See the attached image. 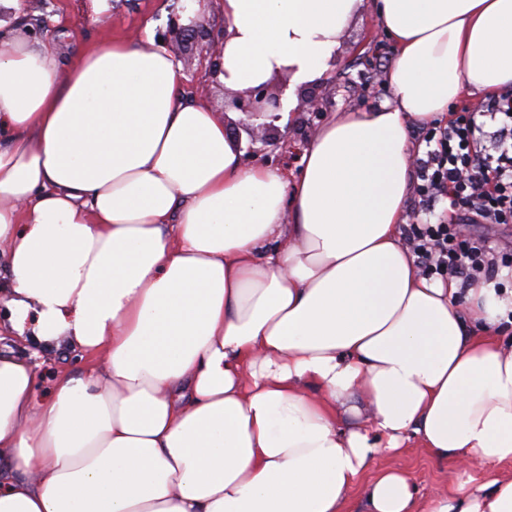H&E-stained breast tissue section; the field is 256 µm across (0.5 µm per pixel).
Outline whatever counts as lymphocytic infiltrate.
Returning a JSON list of instances; mask_svg holds the SVG:
<instances>
[{"label": "lymphocytic infiltrate", "mask_w": 512, "mask_h": 512, "mask_svg": "<svg viewBox=\"0 0 512 512\" xmlns=\"http://www.w3.org/2000/svg\"><path fill=\"white\" fill-rule=\"evenodd\" d=\"M431 139L433 148L412 161L420 200L407 243L425 272L465 288L496 280L500 265L489 234L512 224V97L476 112L462 109ZM472 224L488 234L467 245L460 234Z\"/></svg>", "instance_id": "1"}]
</instances>
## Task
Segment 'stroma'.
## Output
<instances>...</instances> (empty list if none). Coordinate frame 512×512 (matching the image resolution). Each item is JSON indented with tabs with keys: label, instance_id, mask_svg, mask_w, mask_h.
Instances as JSON below:
<instances>
[{
	"label": "stroma",
	"instance_id": "obj_1",
	"mask_svg": "<svg viewBox=\"0 0 512 512\" xmlns=\"http://www.w3.org/2000/svg\"><path fill=\"white\" fill-rule=\"evenodd\" d=\"M174 0H107L109 21H93V0H32L29 17L35 25L28 32L35 41L53 42L62 57L69 58L91 46L115 39L143 37L145 29H166ZM208 35L204 41L181 46L168 44L167 49L184 74L182 89L186 95L196 93V85L208 72V46L221 45L224 38V14L218 4H211L204 20ZM396 56L393 39L379 25L374 0H363L356 16L346 29L341 45L331 62L336 82L322 85L321 93L331 112H373L391 102L393 94L387 73ZM38 351L40 368L37 389L48 392L57 370L79 368L81 362L69 348H44L38 341L28 343ZM399 467L416 480L421 494L429 496L450 489L458 470L452 464L437 462L419 442H411L397 456H382L374 469Z\"/></svg>",
	"mask_w": 512,
	"mask_h": 512
}]
</instances>
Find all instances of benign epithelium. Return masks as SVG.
<instances>
[{
	"instance_id": "1",
	"label": "benign epithelium",
	"mask_w": 512,
	"mask_h": 512,
	"mask_svg": "<svg viewBox=\"0 0 512 512\" xmlns=\"http://www.w3.org/2000/svg\"><path fill=\"white\" fill-rule=\"evenodd\" d=\"M207 35L204 24L196 19L191 24H180V15H171L168 22L167 36L172 40H188L203 38ZM284 87L276 89L264 83L241 94L234 95L227 106L243 113L247 120L232 127V135L236 142H241V133H246L248 146L246 156L254 157L263 151V146L269 143L267 133L274 129V123L282 118V95ZM326 111L324 99L321 95L311 93L303 101L302 112L309 114L307 124L319 118Z\"/></svg>"
}]
</instances>
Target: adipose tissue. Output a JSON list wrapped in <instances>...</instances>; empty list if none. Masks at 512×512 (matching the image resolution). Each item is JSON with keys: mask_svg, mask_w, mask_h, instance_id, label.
<instances>
[{"mask_svg": "<svg viewBox=\"0 0 512 512\" xmlns=\"http://www.w3.org/2000/svg\"><path fill=\"white\" fill-rule=\"evenodd\" d=\"M361 0H222L225 89L321 80ZM394 98L301 175L248 163L152 34L61 64L0 0V337L99 365L36 396L0 353V512H512V474L422 497L377 457L512 463V290L402 245L411 122L512 88V0H378Z\"/></svg>", "mask_w": 512, "mask_h": 512, "instance_id": "adipose-tissue-1", "label": "adipose tissue"}]
</instances>
